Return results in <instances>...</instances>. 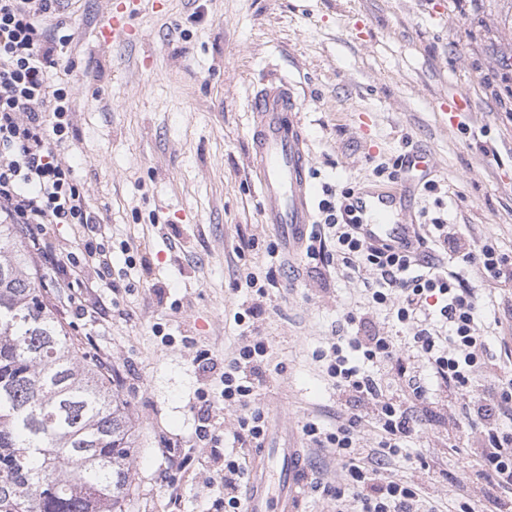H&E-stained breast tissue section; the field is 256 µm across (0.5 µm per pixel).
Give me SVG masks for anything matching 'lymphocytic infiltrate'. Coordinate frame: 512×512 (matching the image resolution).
<instances>
[{
    "label": "lymphocytic infiltrate",
    "mask_w": 512,
    "mask_h": 512,
    "mask_svg": "<svg viewBox=\"0 0 512 512\" xmlns=\"http://www.w3.org/2000/svg\"><path fill=\"white\" fill-rule=\"evenodd\" d=\"M61 0H0V222L4 224H69L74 243L88 255L106 256L104 226L90 210L75 169L63 161L74 140L71 121L76 84L60 78L61 49L70 43L68 23L58 16ZM455 260L458 270L426 263L424 242ZM303 258L324 267L342 262L354 272H368L373 307L385 310L411 332L410 346L422 358L450 399L465 403L480 436L474 454L477 477L497 497L512 502V374L497 370L487 358L488 339L480 334V309L474 286L461 268L477 271L489 284L512 282V255L491 243L479 244L452 232L440 219L424 225L421 234L403 245L366 238L348 202L324 188L317 218L305 236ZM439 309L430 312V301ZM436 322H429V315ZM337 335L328 348L314 352L338 397L364 404L365 413L350 416L327 429L306 420L302 434L314 448L331 449L343 471L325 485L339 512L355 502L357 512H440L422 479L393 477L387 470L411 440L424 434L419 413L430 405L427 379L409 371L392 336L355 329ZM268 345L252 337L224 365L220 399L242 411L234 435L261 446L269 420L254 401L268 373ZM395 369L404 399L390 397L370 368ZM371 423L377 444H360V428ZM224 512H243L248 473L240 456L225 454Z\"/></svg>",
    "instance_id": "1"
}]
</instances>
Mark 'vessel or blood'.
Wrapping results in <instances>:
<instances>
[{
  "mask_svg": "<svg viewBox=\"0 0 512 512\" xmlns=\"http://www.w3.org/2000/svg\"><path fill=\"white\" fill-rule=\"evenodd\" d=\"M253 114L251 170L262 199L264 223L279 227L296 251L312 222L313 186L310 158L301 123L302 102L293 85L284 80L262 84L252 94ZM395 188H363L353 197V214L371 238L396 240L408 224L397 212ZM277 470L280 492L270 497L269 470ZM305 483L302 451L295 444L271 443L262 449L254 465L244 512H300Z\"/></svg>",
  "mask_w": 512,
  "mask_h": 512,
  "instance_id": "vessel-or-blood-1",
  "label": "vessel or blood"
}]
</instances>
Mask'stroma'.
I'll list each match as a JSON object with an SVG mask.
<instances>
[{
  "label": "stroma",
  "mask_w": 512,
  "mask_h": 512,
  "mask_svg": "<svg viewBox=\"0 0 512 512\" xmlns=\"http://www.w3.org/2000/svg\"><path fill=\"white\" fill-rule=\"evenodd\" d=\"M511 9L512 0H136L137 39L104 44L105 0H82L61 56L79 86L64 158L112 244L128 241L146 263L127 267L117 251L105 281L89 269L83 284L48 294L129 404L137 445L129 512H208L224 495L217 469L240 410L218 403L222 440L197 441L199 393L222 389L219 373L200 370V350L227 360L248 333L265 338L269 374L256 402L297 432L306 420L332 427L357 410L313 358L350 314L407 341L385 311L368 309L351 270L268 256L281 233L261 221L249 167L257 84L294 81L315 189L385 186L378 165L425 152L438 188L416 187L406 219H444L512 255V30L503 25ZM459 93L473 108L454 117L446 108ZM271 267L277 284L262 314L254 325L238 322L241 283ZM464 276L477 289L494 362L512 370V287ZM470 442L459 408L445 409L392 471L411 475L427 458L448 473L426 487L442 506L464 497L484 504ZM305 463L302 512H336L323 491L340 477L334 455L310 448Z\"/></svg>",
  "instance_id": "obj_1"
}]
</instances>
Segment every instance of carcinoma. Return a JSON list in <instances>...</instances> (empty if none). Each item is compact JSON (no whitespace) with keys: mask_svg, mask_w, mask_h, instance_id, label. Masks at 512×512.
<instances>
[{"mask_svg":"<svg viewBox=\"0 0 512 512\" xmlns=\"http://www.w3.org/2000/svg\"><path fill=\"white\" fill-rule=\"evenodd\" d=\"M135 453L127 402L0 223V512H126Z\"/></svg>","mask_w":512,"mask_h":512,"instance_id":"1","label":"carcinoma"}]
</instances>
